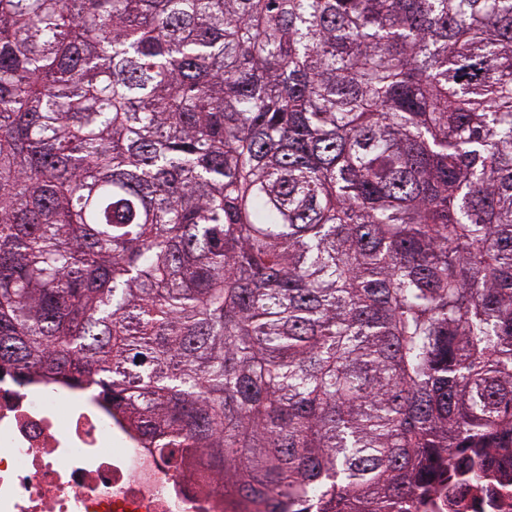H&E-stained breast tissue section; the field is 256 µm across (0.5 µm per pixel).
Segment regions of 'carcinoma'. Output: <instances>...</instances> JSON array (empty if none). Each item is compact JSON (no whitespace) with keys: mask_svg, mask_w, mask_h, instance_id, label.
Segmentation results:
<instances>
[{"mask_svg":"<svg viewBox=\"0 0 512 512\" xmlns=\"http://www.w3.org/2000/svg\"><path fill=\"white\" fill-rule=\"evenodd\" d=\"M255 512L512 490V0H0V374Z\"/></svg>","mask_w":512,"mask_h":512,"instance_id":"cac0c4a2","label":"carcinoma"}]
</instances>
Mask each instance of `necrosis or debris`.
Segmentation results:
<instances>
[{"label":"necrosis or debris","instance_id":"obj_1","mask_svg":"<svg viewBox=\"0 0 512 512\" xmlns=\"http://www.w3.org/2000/svg\"><path fill=\"white\" fill-rule=\"evenodd\" d=\"M0 512H252L200 462L166 464L86 390L0 376Z\"/></svg>","mask_w":512,"mask_h":512}]
</instances>
